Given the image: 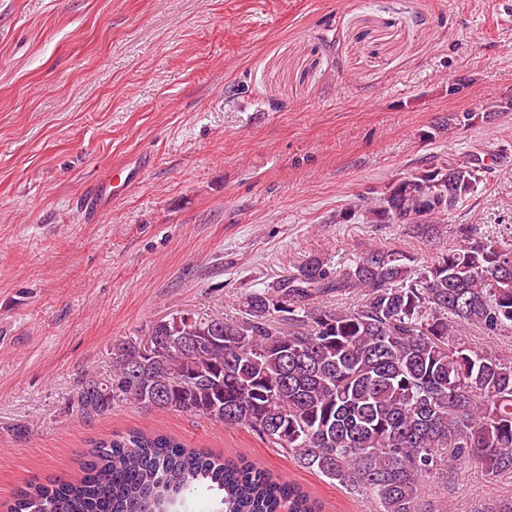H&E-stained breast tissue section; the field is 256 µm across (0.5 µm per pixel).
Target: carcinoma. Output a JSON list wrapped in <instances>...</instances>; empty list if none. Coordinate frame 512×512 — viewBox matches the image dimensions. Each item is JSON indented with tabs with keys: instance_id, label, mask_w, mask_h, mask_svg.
Returning <instances> with one entry per match:
<instances>
[{
	"instance_id": "carcinoma-1",
	"label": "carcinoma",
	"mask_w": 512,
	"mask_h": 512,
	"mask_svg": "<svg viewBox=\"0 0 512 512\" xmlns=\"http://www.w3.org/2000/svg\"><path fill=\"white\" fill-rule=\"evenodd\" d=\"M478 155L404 174L361 199L368 224L433 242L490 172ZM460 244L417 267L377 245L342 271L309 255L244 296L241 318L179 312L112 350V377L86 375L72 407L106 414L113 392L144 410L244 425L305 469L367 493L379 512H430L421 484L474 455L512 471V358L460 342L469 326L512 333V242L458 229ZM360 292L352 310L326 298ZM164 336H185L197 349ZM214 494L218 512H322L298 483L244 457L129 429L90 441L81 475L19 490L10 512H177Z\"/></svg>"
}]
</instances>
